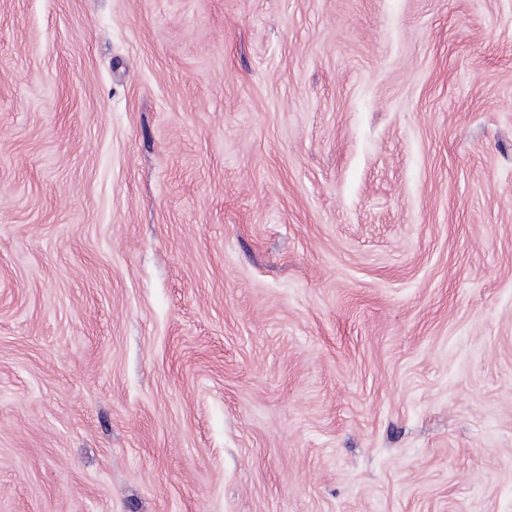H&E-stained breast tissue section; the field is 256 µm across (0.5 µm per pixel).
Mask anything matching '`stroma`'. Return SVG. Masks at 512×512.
<instances>
[{
  "mask_svg": "<svg viewBox=\"0 0 512 512\" xmlns=\"http://www.w3.org/2000/svg\"><path fill=\"white\" fill-rule=\"evenodd\" d=\"M0 512H512V0H0Z\"/></svg>",
  "mask_w": 512,
  "mask_h": 512,
  "instance_id": "1",
  "label": "stroma"
}]
</instances>
